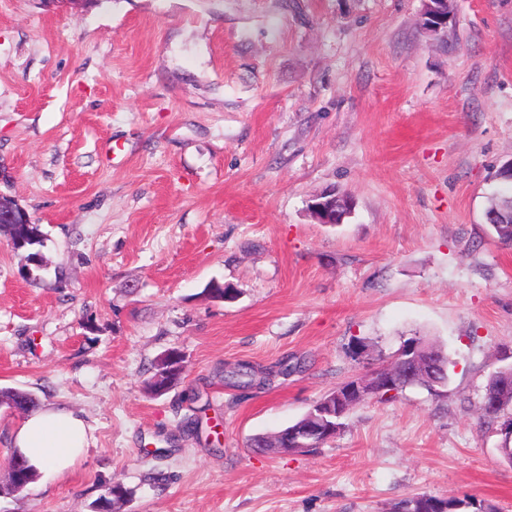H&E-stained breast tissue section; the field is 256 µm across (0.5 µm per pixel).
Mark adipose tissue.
Instances as JSON below:
<instances>
[{
    "label": "adipose tissue",
    "instance_id": "obj_1",
    "mask_svg": "<svg viewBox=\"0 0 512 512\" xmlns=\"http://www.w3.org/2000/svg\"><path fill=\"white\" fill-rule=\"evenodd\" d=\"M14 444L37 471L61 475L87 447V426L74 411L43 406L21 419Z\"/></svg>",
    "mask_w": 512,
    "mask_h": 512
}]
</instances>
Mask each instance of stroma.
Here are the masks:
<instances>
[{"mask_svg": "<svg viewBox=\"0 0 512 512\" xmlns=\"http://www.w3.org/2000/svg\"><path fill=\"white\" fill-rule=\"evenodd\" d=\"M424 9L0 0V192L45 235L38 267L0 240V388L90 436L8 495L21 415L0 406V512H92L113 483L123 512H394L420 494L512 512V439L481 412L512 364V246L485 218L512 160V0H449L437 36ZM329 189L354 201L335 226L309 211ZM214 280L236 299L208 298ZM412 336L448 359L441 395L361 403L306 453L251 451ZM171 349L184 378L153 395ZM241 363L246 388L225 377Z\"/></svg>", "mask_w": 512, "mask_h": 512, "instance_id": "stroma-1", "label": "stroma"}]
</instances>
